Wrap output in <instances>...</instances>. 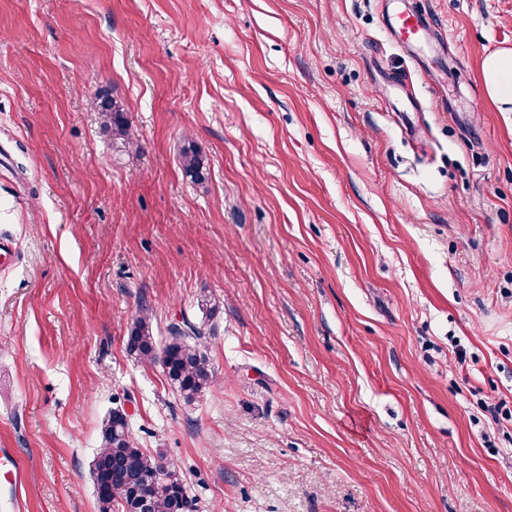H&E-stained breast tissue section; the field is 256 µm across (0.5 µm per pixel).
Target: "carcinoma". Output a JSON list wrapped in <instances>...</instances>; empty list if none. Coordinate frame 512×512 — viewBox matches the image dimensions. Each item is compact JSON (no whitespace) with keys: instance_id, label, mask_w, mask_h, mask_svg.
Returning a JSON list of instances; mask_svg holds the SVG:
<instances>
[{"instance_id":"cac0c4a2","label":"carcinoma","mask_w":512,"mask_h":512,"mask_svg":"<svg viewBox=\"0 0 512 512\" xmlns=\"http://www.w3.org/2000/svg\"><path fill=\"white\" fill-rule=\"evenodd\" d=\"M92 105L102 129L120 141L129 158H138L140 140L124 106L101 96ZM180 165L191 181L206 180L207 161L193 143L182 149ZM204 336L201 326L186 320L183 326L170 329L168 340L160 348L152 313L149 308L141 307L133 320L127 351L140 364H161L170 386L185 402L192 403L216 383ZM99 439L98 468L92 473L98 512H138V496L142 492L151 498L153 512H189L191 500L185 485L170 479V475L178 473L177 465L160 451L154 454L141 448L122 411L114 409L102 421Z\"/></svg>"}]
</instances>
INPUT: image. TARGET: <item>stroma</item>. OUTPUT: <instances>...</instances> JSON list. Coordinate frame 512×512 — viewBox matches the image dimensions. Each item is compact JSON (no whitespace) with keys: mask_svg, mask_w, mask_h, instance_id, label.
Listing matches in <instances>:
<instances>
[{"mask_svg":"<svg viewBox=\"0 0 512 512\" xmlns=\"http://www.w3.org/2000/svg\"><path fill=\"white\" fill-rule=\"evenodd\" d=\"M403 9L430 19L408 54ZM498 50L512 0H0V512H96L117 407L192 512H512ZM205 294L217 383L187 403L126 339ZM481 78L490 101L502 112H511L508 106L512 105V51L484 58ZM92 105L98 112L102 129L111 133L113 139L120 140V148H123L121 151L125 152L129 159H137L142 148L124 106L112 98L99 95L92 101ZM180 165L184 175L192 182L203 183L207 177V161L193 143H188L181 151Z\"/></svg>","mask_w":512,"mask_h":512,"instance_id":"obj_1","label":"stroma"}]
</instances>
